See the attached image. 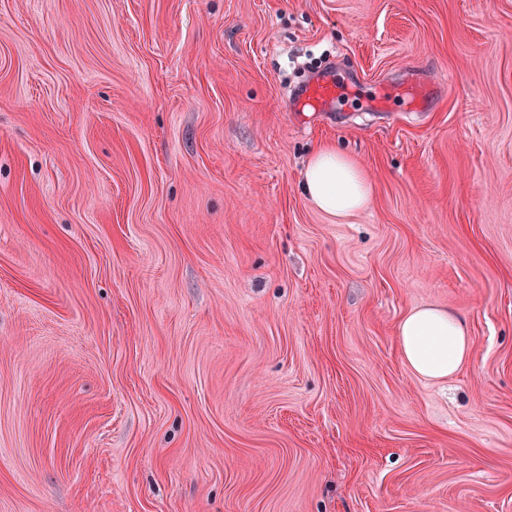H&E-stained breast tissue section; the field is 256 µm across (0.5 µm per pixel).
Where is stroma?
I'll list each match as a JSON object with an SVG mask.
<instances>
[{"mask_svg": "<svg viewBox=\"0 0 512 512\" xmlns=\"http://www.w3.org/2000/svg\"><path fill=\"white\" fill-rule=\"evenodd\" d=\"M0 512H512V0H0ZM332 72H323L305 83L295 102L299 112H334L355 93ZM395 96L400 97L406 106L409 105L410 112L420 111L421 104L427 97L429 89L427 87L409 82L397 83L392 85ZM303 189L319 210L336 218L350 217L370 202L364 170L332 145L320 147L309 160ZM397 340L402 358L422 378L442 380L468 360L470 339L463 319L448 310L424 306L399 321Z\"/></svg>", "mask_w": 512, "mask_h": 512, "instance_id": "1", "label": "stroma"}]
</instances>
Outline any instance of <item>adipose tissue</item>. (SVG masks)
<instances>
[{"label": "adipose tissue", "mask_w": 512, "mask_h": 512, "mask_svg": "<svg viewBox=\"0 0 512 512\" xmlns=\"http://www.w3.org/2000/svg\"><path fill=\"white\" fill-rule=\"evenodd\" d=\"M303 189L319 210L338 218L352 216L370 202L364 170L332 145L320 147L309 160ZM397 340L406 365L430 380L452 376L470 354L463 319L438 307H418L405 314L397 327Z\"/></svg>", "instance_id": "adipose-tissue-1"}]
</instances>
